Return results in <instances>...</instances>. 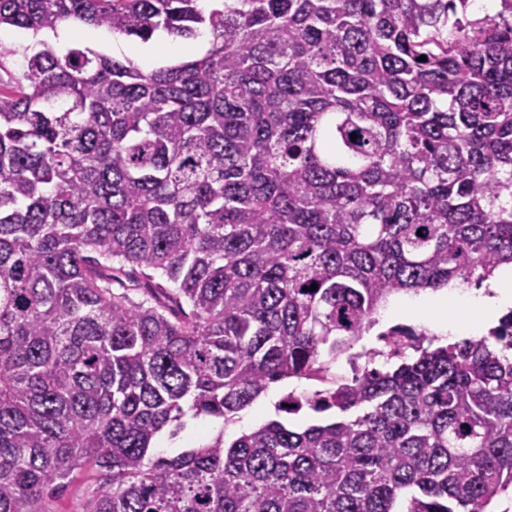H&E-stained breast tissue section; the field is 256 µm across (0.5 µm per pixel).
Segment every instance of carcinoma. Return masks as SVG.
I'll use <instances>...</instances> for the list:
<instances>
[{
  "mask_svg": "<svg viewBox=\"0 0 512 512\" xmlns=\"http://www.w3.org/2000/svg\"><path fill=\"white\" fill-rule=\"evenodd\" d=\"M472 4L0 0L34 37L210 36L148 71L44 40L15 71L0 45V512H487L512 489V313L446 345L394 327L280 406L325 419L155 452L325 381L391 298L512 263V0ZM312 389L311 383L304 379L298 380L296 378L286 379L281 382L272 384L269 389L262 394L256 401L248 408L238 414V419L235 423L229 425L224 429V424L221 420L211 419L201 422L199 420H191L187 422V428L182 432L179 437L171 440L167 433H164L158 442L157 450L163 455H169L182 448L186 442V437L194 433L192 430L201 427L203 423L206 436L209 438L215 437L222 429L226 437H232L241 434L242 432H250L270 419H279L296 425L306 424L315 421L313 418L324 417L329 413L315 414L313 412L300 413L298 415H288L284 412H278V406L288 393L294 392L300 394L304 391ZM210 428V430H209Z\"/></svg>",
  "mask_w": 512,
  "mask_h": 512,
  "instance_id": "cac0c4a2",
  "label": "carcinoma"
}]
</instances>
